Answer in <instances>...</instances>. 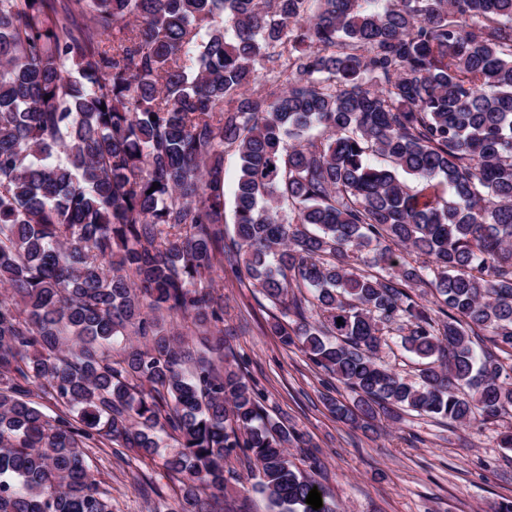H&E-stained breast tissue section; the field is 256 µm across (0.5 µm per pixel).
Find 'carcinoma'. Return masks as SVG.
Returning a JSON list of instances; mask_svg holds the SVG:
<instances>
[{"instance_id": "1", "label": "carcinoma", "mask_w": 512, "mask_h": 512, "mask_svg": "<svg viewBox=\"0 0 512 512\" xmlns=\"http://www.w3.org/2000/svg\"><path fill=\"white\" fill-rule=\"evenodd\" d=\"M226 265L344 423L512 411V0H0V512H112L88 449L165 436L152 512H223L231 457L336 512L225 345ZM388 343L393 349V353H391L387 348L383 350L381 355L383 356L384 360L389 362L402 374L407 375L409 378H413L417 373L416 361L402 349L395 346V344H393L390 340Z\"/></svg>"}]
</instances>
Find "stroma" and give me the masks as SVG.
<instances>
[{
  "instance_id": "stroma-1",
  "label": "stroma",
  "mask_w": 512,
  "mask_h": 512,
  "mask_svg": "<svg viewBox=\"0 0 512 512\" xmlns=\"http://www.w3.org/2000/svg\"><path fill=\"white\" fill-rule=\"evenodd\" d=\"M214 285L224 295V331L234 355L262 389L267 412L317 445L320 480L338 512H493L512 499V448L500 445L512 416L479 428L416 415L379 421L372 432L352 428L324 399L349 405L353 393L266 331L271 308L262 295L229 270ZM89 454L112 512H150L141 492L147 482L172 498L161 461L121 460L107 447Z\"/></svg>"
}]
</instances>
